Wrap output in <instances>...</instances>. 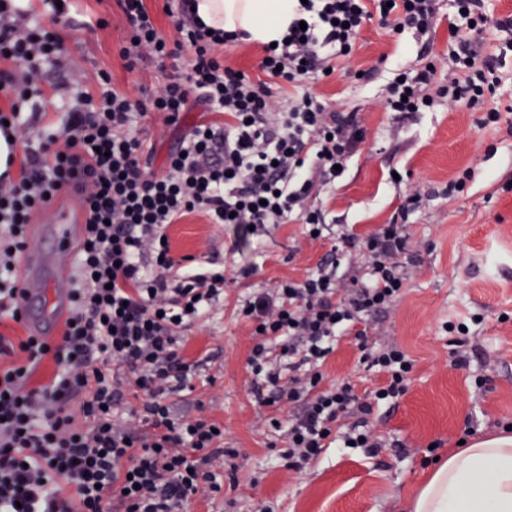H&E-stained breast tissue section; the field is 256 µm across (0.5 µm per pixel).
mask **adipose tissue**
Here are the masks:
<instances>
[{"instance_id": "1", "label": "adipose tissue", "mask_w": 512, "mask_h": 512, "mask_svg": "<svg viewBox=\"0 0 512 512\" xmlns=\"http://www.w3.org/2000/svg\"><path fill=\"white\" fill-rule=\"evenodd\" d=\"M206 25L242 29L263 45L282 40L299 0H196ZM407 512H512V435L452 448L435 463Z\"/></svg>"}]
</instances>
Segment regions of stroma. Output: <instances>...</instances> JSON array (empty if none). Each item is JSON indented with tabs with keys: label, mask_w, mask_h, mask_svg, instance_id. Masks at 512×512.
Masks as SVG:
<instances>
[{
	"label": "stroma",
	"mask_w": 512,
	"mask_h": 512,
	"mask_svg": "<svg viewBox=\"0 0 512 512\" xmlns=\"http://www.w3.org/2000/svg\"><path fill=\"white\" fill-rule=\"evenodd\" d=\"M437 4L431 40L368 21L350 68L314 85L335 111L359 113L365 130L343 175L315 201L327 222L319 238H308L296 220L253 233L196 212L167 228L176 257L231 278L186 337L184 354L196 365L188 388L169 396L178 414L222 423L225 445L239 451L235 485L214 497L198 496L192 512H403L432 468L431 443L453 448L466 431L481 438L512 421V55L498 59L504 34L495 25L512 18V0H488L490 21L479 37L482 58L498 59L502 77L494 96L502 120L490 125L483 124V112L460 106L406 115L381 106L395 65L413 68L423 52L447 51L453 9L450 0ZM79 14L87 27L67 47L87 86H95L103 70L121 89L160 79L150 58L135 70L124 68L118 50L126 23L115 0H81ZM371 66V78H357ZM212 119L200 105L177 125L149 118L146 146L155 165L190 126ZM466 169L473 178L464 191L449 192V181ZM414 185L423 199L407 232L420 263L402 299L376 321L372 338L378 347L397 344L415 362L394 409L380 408L370 419L387 446L375 455L332 447L302 471L290 470L280 457L285 442L269 425L274 412L252 390L247 360L253 340L238 305L255 290L303 279L342 234L363 237L390 223ZM242 266L254 267V276L233 280ZM449 321L470 326L467 367L455 363L443 329ZM360 356L351 339L338 340L323 366L327 382L349 380L361 393L373 389L380 378Z\"/></svg>",
	"instance_id": "obj_1"
}]
</instances>
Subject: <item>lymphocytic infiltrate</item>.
<instances>
[{"instance_id": "obj_1", "label": "lymphocytic infiltrate", "mask_w": 512, "mask_h": 512, "mask_svg": "<svg viewBox=\"0 0 512 512\" xmlns=\"http://www.w3.org/2000/svg\"><path fill=\"white\" fill-rule=\"evenodd\" d=\"M45 2L51 12L43 22L15 0H0V133L7 136L25 134L27 112L46 108L39 71L65 63L57 25L71 0ZM117 3L128 25L120 50L127 68L146 54L162 63L177 61L186 47L191 54L152 88L120 91L106 75L94 89L76 88L61 119L26 146L17 173H0V319L25 317V288L13 270L30 248V225L70 194L86 214L73 253L79 282L60 342L0 335L8 358L0 364V512H191L198 493L221 492L224 472L215 461L236 458L237 450L224 447L212 422L177 415L168 396L192 372L182 336L223 294L225 278L174 259L166 228L200 212L215 224L257 229L294 216L308 232H322L324 217L307 201L339 178L364 129L357 113L331 111L311 83L341 68L366 21L426 35L437 14L436 0H307L287 43L265 48L253 79L219 60L217 46L235 36L208 31L191 0H179L171 44L144 0ZM452 6L447 55L416 70L396 67L384 104L420 112L444 100L497 123L499 110L487 105L496 79L471 49L472 30L487 22L484 0ZM443 69L450 76L441 85ZM285 86L296 94L279 96ZM193 102L223 114V123L189 129L162 170H153L144 118L156 113L173 125ZM342 241L362 252L360 266L341 272V256L331 255L303 280L254 292L239 309L256 330L253 391L278 413L295 470L336 442L384 448L369 417L405 394L414 367L390 344L363 356L383 377L373 393L359 395L349 382L324 386L322 366L337 340L366 343L372 317L401 297L418 262L401 224ZM47 358L51 378L32 383Z\"/></svg>"}]
</instances>
